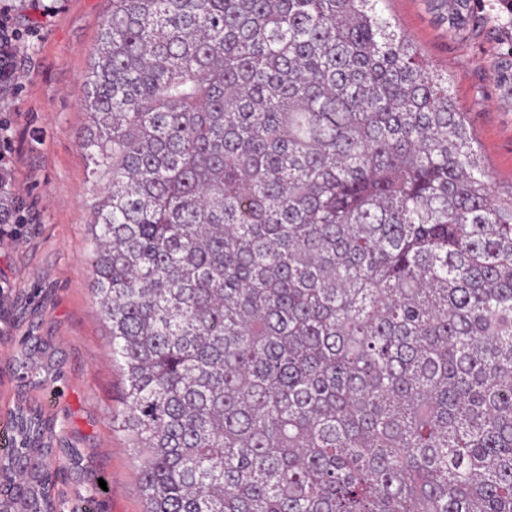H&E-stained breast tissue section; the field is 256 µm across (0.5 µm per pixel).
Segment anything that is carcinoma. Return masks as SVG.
<instances>
[{
	"mask_svg": "<svg viewBox=\"0 0 512 512\" xmlns=\"http://www.w3.org/2000/svg\"><path fill=\"white\" fill-rule=\"evenodd\" d=\"M379 2L112 0L81 146L145 512H512V193ZM10 432L0 512H39L52 429Z\"/></svg>",
	"mask_w": 512,
	"mask_h": 512,
	"instance_id": "1",
	"label": "carcinoma"
}]
</instances>
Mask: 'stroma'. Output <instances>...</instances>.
<instances>
[{"instance_id":"1","label":"stroma","mask_w":512,"mask_h":512,"mask_svg":"<svg viewBox=\"0 0 512 512\" xmlns=\"http://www.w3.org/2000/svg\"><path fill=\"white\" fill-rule=\"evenodd\" d=\"M378 8L447 78L493 185L512 191V99L489 73L512 52V10L503 0H475L479 23L456 33L426 0H380ZM111 10V0H0L18 34L13 89L0 96V167L20 207L12 223L0 224V435L17 405L42 408L58 449L53 493L61 512L144 508L129 438L112 422L125 380L93 291L87 220L105 181L81 148L85 75ZM28 335L53 350L59 373L38 389L24 385L16 364ZM69 448L81 450L82 464L66 456Z\"/></svg>"}]
</instances>
